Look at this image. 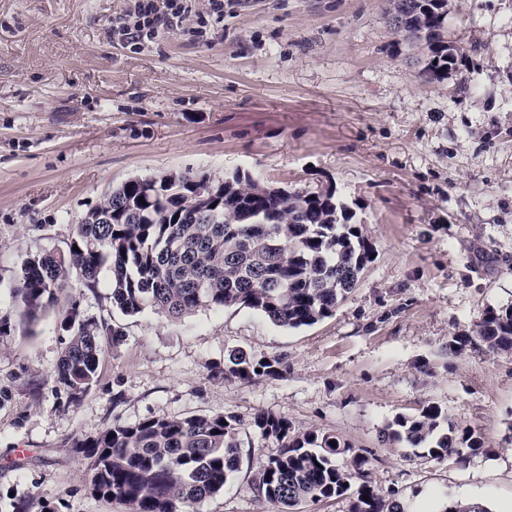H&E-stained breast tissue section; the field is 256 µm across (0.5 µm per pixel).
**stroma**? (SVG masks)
<instances>
[{
    "label": "stroma",
    "instance_id": "1",
    "mask_svg": "<svg viewBox=\"0 0 512 512\" xmlns=\"http://www.w3.org/2000/svg\"><path fill=\"white\" fill-rule=\"evenodd\" d=\"M138 0H0V512H130L94 494L74 440L114 424L231 412L239 466L198 512H279L254 478L276 455L265 411L330 431L369 460L405 512L471 500L512 512V354L471 337L512 304V0H448L457 47L442 80L389 19V0H187L182 24L139 44L113 36ZM242 172L334 192L374 257L329 317L287 329L246 307L181 320L113 307L71 281L27 323L10 294L26 253L67 249L76 224L134 176ZM119 327L95 382L71 401L53 380L58 310ZM459 336L463 349L452 348ZM284 354L288 372L219 377L228 353ZM435 404L485 450L437 462L384 437Z\"/></svg>",
    "mask_w": 512,
    "mask_h": 512
}]
</instances>
